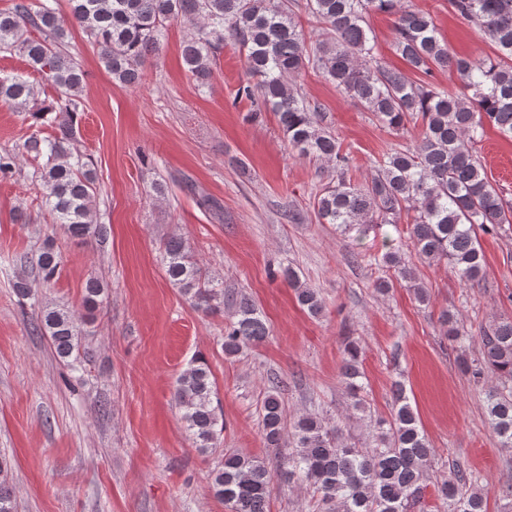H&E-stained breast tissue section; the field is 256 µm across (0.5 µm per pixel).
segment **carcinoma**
<instances>
[{
    "mask_svg": "<svg viewBox=\"0 0 512 512\" xmlns=\"http://www.w3.org/2000/svg\"><path fill=\"white\" fill-rule=\"evenodd\" d=\"M63 17L56 0H14L0 11V47L22 52L57 93L56 101L39 100L29 80L14 74L0 76V101L31 113L38 121L58 109L67 113L55 137L30 136L26 153L43 159L35 174L41 201L54 223L73 238L107 239V227L94 215L97 174L74 148L75 123L84 72L64 51L66 24L79 26L98 49L112 78L136 84L140 67L158 50L163 31L173 21L196 28L182 49L186 70L201 85L211 77V57L226 39L245 53L251 81L237 96L271 108L289 144L303 156L336 162V182L316 196L314 209L322 224L342 232L363 231L369 224H396L413 213L409 236L414 251L430 263L449 265L464 284L483 277L484 253L478 231L512 224V197L498 192L476 155L485 126L512 139V0H449L457 17L483 28L494 44L492 57L475 58L451 51L441 41L430 16L404 10L400 0H306L305 11L322 26L316 50L295 20L290 0H68ZM372 13L395 16L393 47L415 72L426 76L452 68L469 94H450L432 83L413 81L399 69L380 61L367 24ZM318 70L336 88L356 99L384 127L397 134L421 123L414 145L402 146L377 161L371 179L355 184L348 176V154L321 126V107L310 103L288 78L307 68ZM17 156L0 152V178L13 177ZM168 275L194 307L208 312L224 305V289L213 287L185 241L164 243ZM61 254L47 241L31 266L46 286L61 269ZM394 278L376 282L387 293L398 279L410 284L424 303L428 295L417 285L399 251L381 257ZM282 276L294 288L298 303L311 315L323 310L318 292L299 283L286 268ZM104 288L96 279L85 285L83 307L91 316ZM234 320L224 328V354L234 357L263 341L268 328L247 298L231 300ZM33 329L48 337L56 356L73 371L85 355L80 317L68 308L45 306ZM483 359L459 361L464 377L478 384L495 376L499 384L486 393V415L500 442L512 447V317L480 330ZM342 377L351 392V407L366 411L359 378V351L345 344ZM276 385L261 404L264 447H293L284 476L312 489L321 512H425L424 473L432 448L420 431L417 415L403 386H392L395 412L375 439L362 449L344 440L343 419L302 416L288 424ZM174 400L196 447H216L224 422L207 361L191 359L176 381ZM8 464L0 457V512H17L8 484ZM216 498L229 512H268L273 477L263 459L226 453L209 472ZM471 476L458 472L437 485L436 512H484L482 494L466 489Z\"/></svg>",
    "mask_w": 512,
    "mask_h": 512,
    "instance_id": "carcinoma-1",
    "label": "carcinoma"
}]
</instances>
